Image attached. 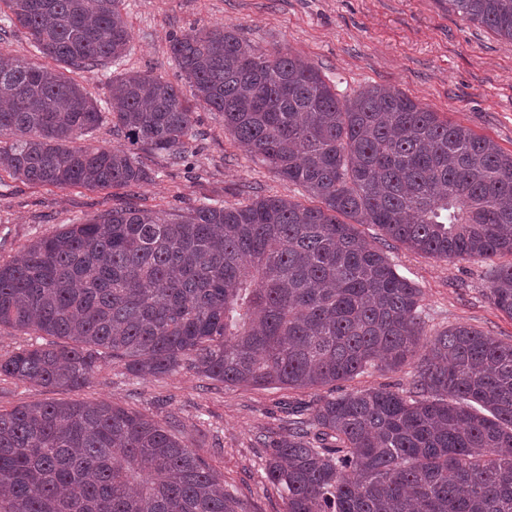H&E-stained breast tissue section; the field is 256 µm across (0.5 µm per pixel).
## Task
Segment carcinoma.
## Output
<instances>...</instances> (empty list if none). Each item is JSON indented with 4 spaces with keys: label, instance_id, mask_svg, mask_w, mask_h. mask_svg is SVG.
<instances>
[{
    "label": "carcinoma",
    "instance_id": "obj_1",
    "mask_svg": "<svg viewBox=\"0 0 512 512\" xmlns=\"http://www.w3.org/2000/svg\"><path fill=\"white\" fill-rule=\"evenodd\" d=\"M512 42V0H448ZM36 51L92 72L132 35L123 0H0ZM190 96L160 75L109 85L124 150L76 146L104 120L56 68L0 54V168L92 189L149 180L138 151L187 158L195 105L319 205L257 196L184 215L124 205L0 264V327L52 341L0 354V376L81 389L97 363L160 376L189 361L230 386L333 387L421 355L410 388L352 390L291 412L265 473L286 512H512V343L470 326L425 338L422 291L365 239L377 225L439 260L512 255V153L400 89L341 100L289 50L235 25L169 40ZM10 140L3 141L1 137ZM490 299L512 318V263ZM0 512H238L173 425L110 403L0 411Z\"/></svg>",
    "mask_w": 512,
    "mask_h": 512
}]
</instances>
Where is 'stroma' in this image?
Listing matches in <instances>:
<instances>
[{"label":"stroma","instance_id":"1","mask_svg":"<svg viewBox=\"0 0 512 512\" xmlns=\"http://www.w3.org/2000/svg\"><path fill=\"white\" fill-rule=\"evenodd\" d=\"M124 13L132 33L127 53L109 68L72 74L98 101H106L112 77L129 71L152 72L186 88L169 51L170 36L233 24L243 28L256 49L286 48L305 58L340 98L392 85L512 153V43L463 19L447 0H125ZM197 128L200 136L190 145L188 162L141 152L151 179L134 188L58 189L0 171V262L19 257L63 225L125 203L172 212L202 201L229 206L256 196L309 202L302 187L276 176L239 147L225 132L221 114L198 108ZM360 230L382 242L397 272L421 288L427 336L463 324L512 342V318L489 298L488 263L437 260L382 241L376 225L364 224ZM416 364L412 358L395 371L371 369L341 388L405 390ZM317 396L310 389L225 386L200 377L188 365L154 378L133 376L108 361L77 392L0 377L2 411L35 400L78 398L178 422L184 443L223 477L242 512H285L283 491L266 478L268 450L258 437L284 435V406H306Z\"/></svg>","mask_w":512,"mask_h":512}]
</instances>
